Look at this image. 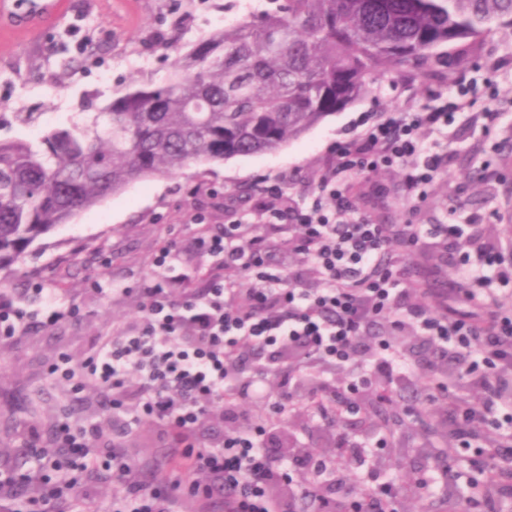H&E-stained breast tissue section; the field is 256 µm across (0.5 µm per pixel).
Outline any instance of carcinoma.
Returning <instances> with one entry per match:
<instances>
[{
    "instance_id": "carcinoma-1",
    "label": "carcinoma",
    "mask_w": 512,
    "mask_h": 512,
    "mask_svg": "<svg viewBox=\"0 0 512 512\" xmlns=\"http://www.w3.org/2000/svg\"><path fill=\"white\" fill-rule=\"evenodd\" d=\"M495 28L512 29V0H267L190 45L166 83L116 89L35 141L0 139V271L137 181L283 147L374 72L452 76Z\"/></svg>"
}]
</instances>
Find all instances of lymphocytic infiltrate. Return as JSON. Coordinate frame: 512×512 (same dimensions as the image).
Here are the masks:
<instances>
[{
    "label": "lymphocytic infiltrate",
    "instance_id": "obj_1",
    "mask_svg": "<svg viewBox=\"0 0 512 512\" xmlns=\"http://www.w3.org/2000/svg\"><path fill=\"white\" fill-rule=\"evenodd\" d=\"M470 105L468 90L461 86L434 111L386 113L357 138L337 144L319 198L295 207L289 223H275L274 212L265 209L258 212L257 223L237 220L196 237V252L218 263L204 269L191 292H184L182 280L163 276V269L180 258L176 243L165 245L154 260L160 276L143 288L144 322L113 336L89 357L84 373L111 390L112 407L122 408L131 397L136 413L158 420L175 456L207 475L201 495L221 496L224 512L297 508L295 488L287 487L285 473L270 464L263 421L236 402L235 384L246 373L255 393L281 415L297 399L321 410L362 389L385 399L416 376L429 388L443 373L452 380L469 378L482 400L477 406H458L462 420L505 430L512 441V412L502 410L500 381L501 374H512V315H499L495 298L470 291L465 297L484 312L483 322L467 312L450 314L417 303L421 289L407 281L406 257L389 253L391 241L413 246L427 236L456 246L461 225L403 224L391 232L385 225L351 217L352 205L338 187L348 173L401 163L406 189L416 193L442 163L427 149L419 129L451 125ZM324 194L334 200L333 212L324 210ZM496 248V242H489L476 254H462L459 262L478 282H512V268L496 264ZM276 250L301 256L314 269L317 287H307L300 272L285 277L273 269L269 257ZM375 324L386 332L372 352L363 337ZM404 331L440 353L424 373H416L398 341ZM354 365L363 370L357 379L330 382V371ZM272 378L277 384L271 391L267 383ZM216 407L224 408L233 423L225 428L222 444L204 448L196 441L195 428ZM57 440L67 456L45 452L37 432H30L33 470L26 475L0 469V497L15 496L18 487L36 476L43 483L30 499L32 512H58L59 504H76L75 482L44 481L45 468L86 470L102 464L111 466L124 495L134 501L132 512H170L158 489L137 482L132 465L116 447L98 446L94 428L63 423ZM361 468L370 490L357 498V512H392L396 488L380 481L382 460L366 455Z\"/></svg>",
    "mask_w": 512,
    "mask_h": 512
}]
</instances>
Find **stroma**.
Listing matches in <instances>:
<instances>
[{"mask_svg":"<svg viewBox=\"0 0 512 512\" xmlns=\"http://www.w3.org/2000/svg\"><path fill=\"white\" fill-rule=\"evenodd\" d=\"M61 20L48 21L34 35L0 33V138L36 137L66 124L76 113L91 116L109 103L121 85L160 82L174 59L205 34L224 28L264 0H64ZM70 68H63V61ZM473 108L426 142L443 161L423 200L409 199L401 167L380 168L349 181V195L363 218L376 224H461L467 216L497 212L505 245L503 264L512 265V30L491 32L463 68ZM370 90L347 108L327 116L277 151L237 156L193 166L172 177L139 181L97 206L77 214L37 240L23 261L0 271V298L29 311L41 310L43 291L58 294L72 317L51 327L31 323L18 336L0 337V468L26 471L33 465L24 436L37 428L51 443L56 426L94 425L112 436L109 396L95 387L75 394L50 368L68 357L81 368L102 341L141 315L139 290L153 273L158 245L176 240L182 259L175 273L195 283L205 260L193 250L198 231L191 218L202 214L212 228L241 211L267 204L265 184L280 183L289 198L310 201L337 142L359 132L361 118L385 112H425L455 91V80L435 71L411 78L398 69L368 76ZM499 112L495 126L484 114ZM479 189L459 192L463 176ZM458 254L429 243L410 258L413 280L433 288L432 305L459 308L446 293ZM402 421L386 449L388 469L404 487L398 512H449L447 492L432 501L413 495L411 485L434 470L438 449L447 447L448 415L442 400L421 401L405 392L395 407ZM127 455L144 482H175L171 512H224L219 502L192 496L199 471L179 468L156 435L154 422L141 420L127 439Z\"/></svg>","mask_w":512,"mask_h":512,"instance_id":"1","label":"stroma"}]
</instances>
